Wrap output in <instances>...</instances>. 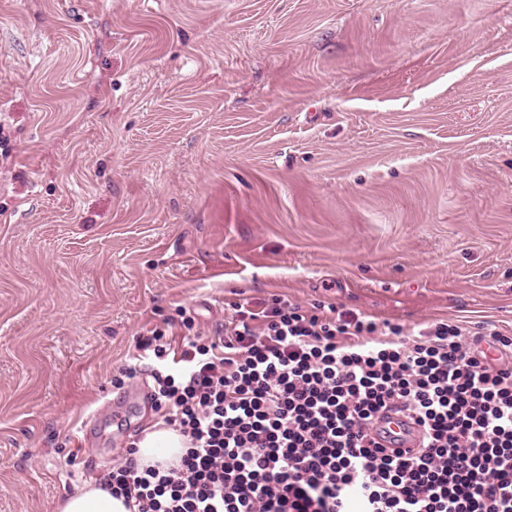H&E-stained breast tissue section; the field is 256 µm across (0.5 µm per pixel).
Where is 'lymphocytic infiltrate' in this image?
I'll return each instance as SVG.
<instances>
[{"instance_id":"1","label":"lymphocytic infiltrate","mask_w":512,"mask_h":512,"mask_svg":"<svg viewBox=\"0 0 512 512\" xmlns=\"http://www.w3.org/2000/svg\"><path fill=\"white\" fill-rule=\"evenodd\" d=\"M233 310L223 337L176 352L165 330L140 334L122 375L147 364L185 447L165 467L130 446L104 480L130 512H512V336L475 348L454 324L332 303ZM394 407L422 431L408 456L373 438Z\"/></svg>"}]
</instances>
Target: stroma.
Wrapping results in <instances>:
<instances>
[{
  "instance_id": "obj_1",
  "label": "stroma",
  "mask_w": 512,
  "mask_h": 512,
  "mask_svg": "<svg viewBox=\"0 0 512 512\" xmlns=\"http://www.w3.org/2000/svg\"><path fill=\"white\" fill-rule=\"evenodd\" d=\"M276 297L512 334V0H0V512L158 422L143 327Z\"/></svg>"
}]
</instances>
